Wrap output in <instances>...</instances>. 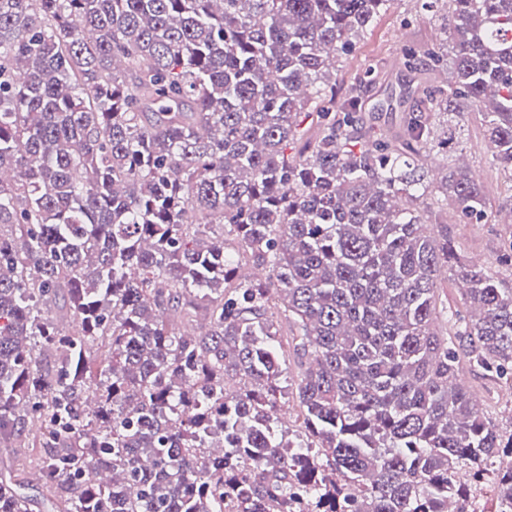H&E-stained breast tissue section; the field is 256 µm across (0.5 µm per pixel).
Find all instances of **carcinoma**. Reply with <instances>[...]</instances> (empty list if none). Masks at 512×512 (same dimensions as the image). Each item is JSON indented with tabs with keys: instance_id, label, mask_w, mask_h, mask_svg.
Returning <instances> with one entry per match:
<instances>
[{
	"instance_id": "carcinoma-1",
	"label": "carcinoma",
	"mask_w": 512,
	"mask_h": 512,
	"mask_svg": "<svg viewBox=\"0 0 512 512\" xmlns=\"http://www.w3.org/2000/svg\"><path fill=\"white\" fill-rule=\"evenodd\" d=\"M390 2L0 0V512H447L470 496L454 475L512 456L451 382L461 349L512 382V281L424 230L450 206L482 220L483 188L417 164L476 112L512 181V0H430L453 76L403 56L401 148L359 115L373 69L336 99ZM495 485L512 512V466ZM283 369V379L284 383L283 385L292 384L289 390L288 395H285L284 399H281V403L283 405V408L285 410H288L287 417L282 420L284 423L283 425L285 427H288L290 430H296L299 425V422H295L296 416L294 412V408L296 407L298 403V398L296 397V390L293 380L296 379L297 375V369L294 363V357L292 353V348H288V361L286 360V363L282 365ZM291 413V414H289Z\"/></svg>"
}]
</instances>
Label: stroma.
Masks as SVG:
<instances>
[{
    "label": "stroma",
    "mask_w": 512,
    "mask_h": 512,
    "mask_svg": "<svg viewBox=\"0 0 512 512\" xmlns=\"http://www.w3.org/2000/svg\"><path fill=\"white\" fill-rule=\"evenodd\" d=\"M446 36L440 22L424 11L419 0H393L360 40L344 55L337 76L339 86L351 84L366 67H374L378 79L365 96L367 107L373 108V127L377 133L391 134L402 125L405 114L400 109L384 108L383 103L399 82L407 79L399 63L406 48L443 51ZM463 151L466 165L483 185L488 202L487 215L481 222L460 218L455 211L441 215L448 226V236L466 261L483 266L494 265L497 256L505 250L506 230L501 225L500 210L512 197V186L490 165V155L483 137L480 116L471 113L463 120ZM465 380L478 398L487 418L500 426L512 422V388L489 384L482 376L466 371Z\"/></svg>",
    "instance_id": "35a3bbf8"
}]
</instances>
